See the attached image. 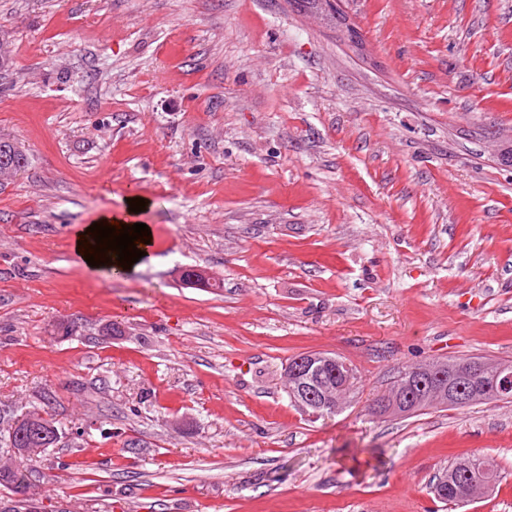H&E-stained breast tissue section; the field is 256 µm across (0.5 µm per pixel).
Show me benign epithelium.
Returning a JSON list of instances; mask_svg holds the SVG:
<instances>
[{"label":"benign epithelium","instance_id":"benign-epithelium-1","mask_svg":"<svg viewBox=\"0 0 512 512\" xmlns=\"http://www.w3.org/2000/svg\"><path fill=\"white\" fill-rule=\"evenodd\" d=\"M286 373L297 380L292 401L315 420L333 415L344 407L342 399L334 400L325 394L332 379H340L337 389L343 392L355 376L348 362L323 352L294 358L288 362ZM399 383L401 395L408 400L431 404L453 401L466 405L512 388V369L501 366L492 372L480 360L458 362L451 367L442 360H431L417 369L402 371ZM7 428L8 435L15 441V447L7 449L13 460L35 457L59 439L57 428L38 410L8 422Z\"/></svg>","mask_w":512,"mask_h":512}]
</instances>
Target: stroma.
<instances>
[{"label": "stroma", "mask_w": 512, "mask_h": 512, "mask_svg": "<svg viewBox=\"0 0 512 512\" xmlns=\"http://www.w3.org/2000/svg\"><path fill=\"white\" fill-rule=\"evenodd\" d=\"M341 6L364 54L293 0H0V136L29 153L0 417L62 433L39 512H512V403L372 411L403 366L512 361V0ZM133 194L152 259L87 270L77 231ZM315 351L359 377L318 420L284 381ZM467 454L498 491L452 511L432 484Z\"/></svg>", "instance_id": "obj_1"}]
</instances>
